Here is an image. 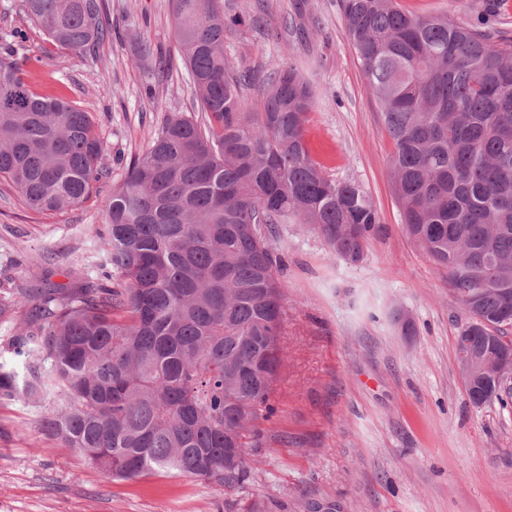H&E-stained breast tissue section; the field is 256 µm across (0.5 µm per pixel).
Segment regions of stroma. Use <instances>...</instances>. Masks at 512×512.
<instances>
[{
  "instance_id": "stroma-1",
  "label": "stroma",
  "mask_w": 512,
  "mask_h": 512,
  "mask_svg": "<svg viewBox=\"0 0 512 512\" xmlns=\"http://www.w3.org/2000/svg\"><path fill=\"white\" fill-rule=\"evenodd\" d=\"M112 37L96 56L49 43L21 9L0 0V44L21 32L27 82L89 112L111 163L96 193L65 213L21 208L0 180V300L20 288L77 286L94 259L113 186L144 155L169 114L201 120L174 36L170 0H103ZM247 22L224 40L254 79L246 109H260L263 81L291 63L316 90L310 153L336 181L358 182L380 228L364 259L332 255L304 224L273 242L286 266L283 367L250 448L247 480L224 487L165 472L109 480L50 437L44 416L64 408L0 402V512H512V403L475 408L458 366L465 322L448 278L406 236L391 175L392 141L346 38L339 0H221ZM417 17L447 16L512 39V0H397ZM170 57L162 73L140 60L141 41ZM408 311L416 333L393 316Z\"/></svg>"
}]
</instances>
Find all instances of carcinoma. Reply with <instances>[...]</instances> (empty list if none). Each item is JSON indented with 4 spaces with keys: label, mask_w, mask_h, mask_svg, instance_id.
Instances as JSON below:
<instances>
[{
    "label": "carcinoma",
    "mask_w": 512,
    "mask_h": 512,
    "mask_svg": "<svg viewBox=\"0 0 512 512\" xmlns=\"http://www.w3.org/2000/svg\"><path fill=\"white\" fill-rule=\"evenodd\" d=\"M49 42L94 55L112 32L103 0H22ZM175 38L204 121L168 116L112 189L106 264L80 288H43L0 357V401L67 403L44 430L108 479L166 472L237 486L282 362L288 222L356 264L380 219L355 182L328 178L304 128L313 87L293 65L265 79L247 112L248 74L224 54L245 18L219 0H171ZM344 32L394 144L404 230L486 323L469 347L495 350L512 321V42L396 0H340ZM0 52V179L29 209L89 198L109 160L89 113L32 91Z\"/></svg>",
    "instance_id": "1"
}]
</instances>
